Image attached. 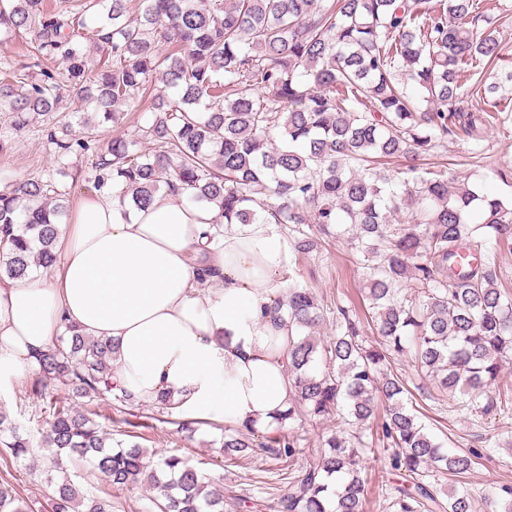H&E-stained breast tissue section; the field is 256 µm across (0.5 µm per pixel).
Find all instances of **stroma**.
<instances>
[{"mask_svg": "<svg viewBox=\"0 0 512 512\" xmlns=\"http://www.w3.org/2000/svg\"><path fill=\"white\" fill-rule=\"evenodd\" d=\"M478 2L479 15L497 22L503 57L493 65H476L463 96L464 108L472 110L484 106L482 98L476 94L477 89L512 69V0ZM496 104L506 116L504 123L491 128L478 142L462 131H454L435 161L447 166L449 175L479 185L485 193L512 205V84L503 83L496 95ZM91 160L88 154L58 157L48 143L44 129L30 128L14 133L10 149L0 154V187L24 182L36 172H53L64 165L76 166L81 168L83 177L69 185L70 201L75 204L87 193L85 179L91 174ZM296 271L301 282L311 288L322 303L330 304L339 298L355 303L360 298L362 275L351 262L347 240H339L321 252L305 255ZM34 380V375L30 374L0 382V410L36 445L40 442L41 430L19 402L20 394L29 390ZM153 412V404L144 402L133 418L141 427L144 447L160 455L183 456L190 464L201 465L203 471L221 485L233 482L241 475V467L225 461L219 452L224 439V421L194 420L186 431L170 424L165 433L159 435L150 427ZM422 420L433 431L447 433L454 447L494 449V456L483 460L466 479L474 498V512H486L484 493L488 484L512 482V417L487 416L475 425L452 412L445 403L427 408ZM8 470L13 484L32 503L41 505L51 498L53 487L47 479V464L42 459L13 461Z\"/></svg>", "mask_w": 512, "mask_h": 512, "instance_id": "35a3bbf8", "label": "stroma"}]
</instances>
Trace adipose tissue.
<instances>
[{
    "label": "adipose tissue",
    "mask_w": 512,
    "mask_h": 512,
    "mask_svg": "<svg viewBox=\"0 0 512 512\" xmlns=\"http://www.w3.org/2000/svg\"><path fill=\"white\" fill-rule=\"evenodd\" d=\"M170 193L123 211L111 186L60 225L50 280L0 284V378L39 368L38 355L75 324L112 340L113 379L142 401L170 393L190 420L273 429L294 397L296 341L278 300L288 290V241L272 224H224ZM211 269L200 285V269Z\"/></svg>",
    "instance_id": "adipose-tissue-1"
}]
</instances>
